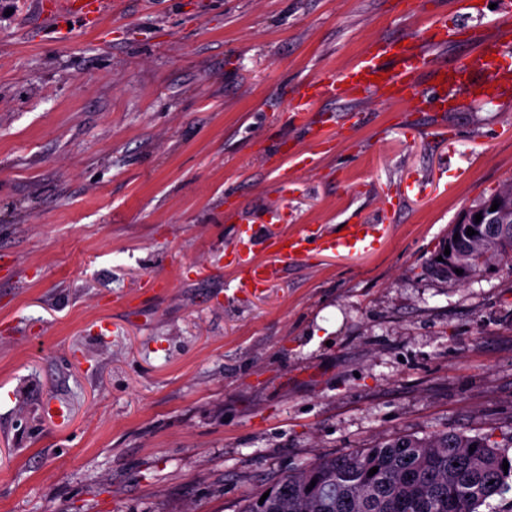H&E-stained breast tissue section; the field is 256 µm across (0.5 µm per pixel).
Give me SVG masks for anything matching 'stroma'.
Returning <instances> with one entry per match:
<instances>
[{"label":"stroma","instance_id":"obj_1","mask_svg":"<svg viewBox=\"0 0 512 512\" xmlns=\"http://www.w3.org/2000/svg\"><path fill=\"white\" fill-rule=\"evenodd\" d=\"M506 10L113 0L100 27L55 32L34 0H0V512H238L321 455L511 432L512 265L462 284L428 263L512 181V100L435 112L420 79L402 101H319L361 115L325 148L286 96L435 17L458 62ZM242 223L259 243L388 234L237 295Z\"/></svg>","mask_w":512,"mask_h":512}]
</instances>
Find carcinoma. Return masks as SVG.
Returning a JSON list of instances; mask_svg holds the SVG:
<instances>
[{"mask_svg":"<svg viewBox=\"0 0 512 512\" xmlns=\"http://www.w3.org/2000/svg\"><path fill=\"white\" fill-rule=\"evenodd\" d=\"M470 251L472 274L495 259L512 261V236L473 240ZM374 467L377 473L368 476ZM282 479L286 491L274 477L239 512H482L488 499L512 490V436L497 441L490 434L455 431L403 435L317 457Z\"/></svg>","mask_w":512,"mask_h":512,"instance_id":"1","label":"carcinoma"}]
</instances>
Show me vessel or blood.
I'll list each match as a JSON object with an SVG mask.
<instances>
[{"label": "vessel or blood", "instance_id": "obj_1", "mask_svg": "<svg viewBox=\"0 0 512 512\" xmlns=\"http://www.w3.org/2000/svg\"><path fill=\"white\" fill-rule=\"evenodd\" d=\"M46 19H72L86 24L104 20L112 12V0H40ZM502 27L499 37L487 39L464 61L450 65L438 60L433 47L448 37L447 20H433L423 41L402 46L387 43L374 46L352 68L341 74L321 77L292 92L296 112L311 111L316 100L336 97L375 96L386 101L399 100L415 92L417 77L430 83L426 104L435 111H447L456 92L475 91L484 83L493 86L492 96L501 100L512 97V18L496 19ZM380 224H348L342 234L332 235L322 227L310 226L297 233L283 234L264 241V250L292 259L297 253L319 250L326 253L357 256L366 253L383 232ZM232 287L235 292L258 290L273 282L277 267L268 261L235 253Z\"/></svg>", "mask_w": 512, "mask_h": 512}]
</instances>
